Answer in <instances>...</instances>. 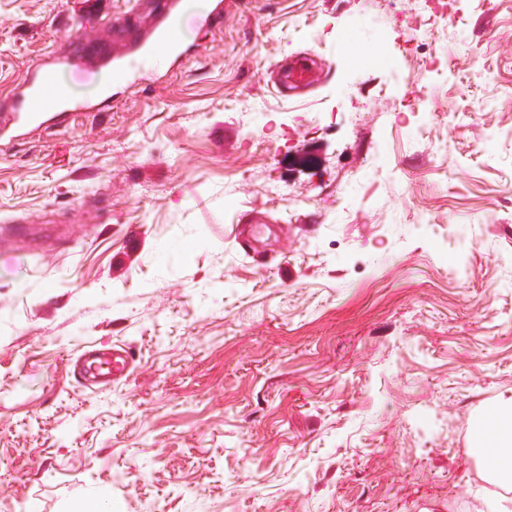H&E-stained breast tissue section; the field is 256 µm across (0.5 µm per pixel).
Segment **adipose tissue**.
Masks as SVG:
<instances>
[{
  "label": "adipose tissue",
  "instance_id": "obj_1",
  "mask_svg": "<svg viewBox=\"0 0 512 512\" xmlns=\"http://www.w3.org/2000/svg\"><path fill=\"white\" fill-rule=\"evenodd\" d=\"M472 452L490 482L512 487V398L500 402L477 420Z\"/></svg>",
  "mask_w": 512,
  "mask_h": 512
}]
</instances>
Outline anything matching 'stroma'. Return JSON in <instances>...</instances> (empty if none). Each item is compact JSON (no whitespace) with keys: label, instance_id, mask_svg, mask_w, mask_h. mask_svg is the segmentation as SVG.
<instances>
[{"label":"stroma","instance_id":"obj_1","mask_svg":"<svg viewBox=\"0 0 512 512\" xmlns=\"http://www.w3.org/2000/svg\"><path fill=\"white\" fill-rule=\"evenodd\" d=\"M118 31L82 50L75 8ZM131 0H0V101L46 49L100 99ZM180 65L0 147V503L475 512L512 397V0H246ZM330 66L310 94L266 79ZM123 348L91 385L83 348ZM328 73L325 63L305 55H296L278 68L275 86L280 94L295 95L319 87ZM472 453L493 484L512 487V398L485 412L476 422Z\"/></svg>","mask_w":512,"mask_h":512}]
</instances>
